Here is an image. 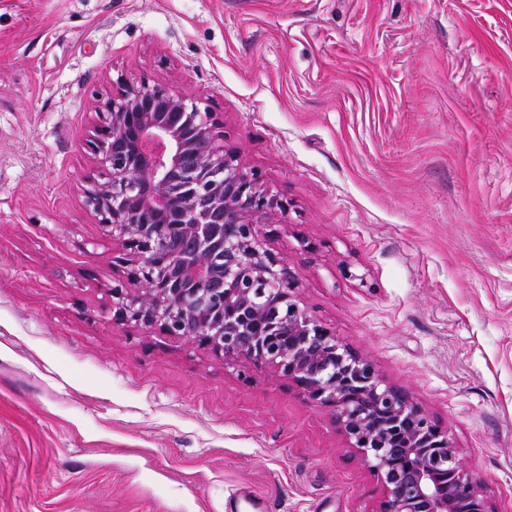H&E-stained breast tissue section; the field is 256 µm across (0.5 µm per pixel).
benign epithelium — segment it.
Wrapping results in <instances>:
<instances>
[{
	"label": "benign epithelium",
	"instance_id": "obj_1",
	"mask_svg": "<svg viewBox=\"0 0 512 512\" xmlns=\"http://www.w3.org/2000/svg\"><path fill=\"white\" fill-rule=\"evenodd\" d=\"M97 179L85 203L121 242L136 290L112 288L115 320L157 328L245 369L260 361L334 408L372 458L378 512H489L445 431L302 310L288 263L260 225L284 203L224 149L202 101L145 78L123 80L96 110ZM176 233L182 251L172 252Z\"/></svg>",
	"mask_w": 512,
	"mask_h": 512
}]
</instances>
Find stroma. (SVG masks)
<instances>
[{"instance_id": "1", "label": "stroma", "mask_w": 512, "mask_h": 512, "mask_svg": "<svg viewBox=\"0 0 512 512\" xmlns=\"http://www.w3.org/2000/svg\"><path fill=\"white\" fill-rule=\"evenodd\" d=\"M196 96L302 309L512 512V0H0V512H377L332 408L114 320L100 97Z\"/></svg>"}]
</instances>
